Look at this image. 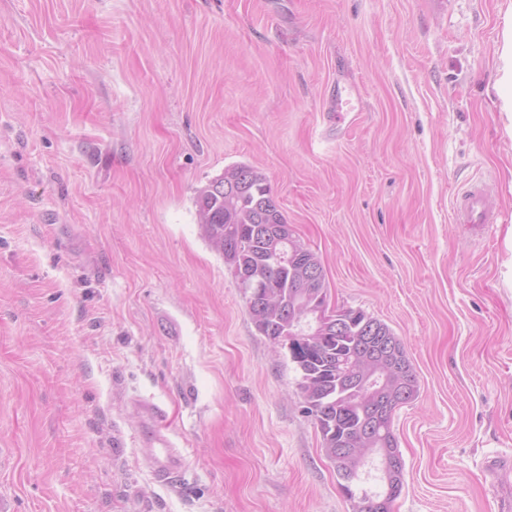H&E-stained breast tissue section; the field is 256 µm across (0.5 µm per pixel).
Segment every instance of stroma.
<instances>
[{"mask_svg": "<svg viewBox=\"0 0 512 512\" xmlns=\"http://www.w3.org/2000/svg\"><path fill=\"white\" fill-rule=\"evenodd\" d=\"M512 0H0V512H353L287 350L196 221L265 174L330 301L418 392L395 512H498L512 480ZM186 455L158 481L136 406ZM504 75L501 79V88L506 90L501 96L503 107L512 109V34L509 31L505 36V43L501 53ZM484 191L483 187L475 186L456 198L454 213L458 224L467 226L497 224L498 215L489 213L485 207Z\"/></svg>", "mask_w": 512, "mask_h": 512, "instance_id": "stroma-1", "label": "stroma"}]
</instances>
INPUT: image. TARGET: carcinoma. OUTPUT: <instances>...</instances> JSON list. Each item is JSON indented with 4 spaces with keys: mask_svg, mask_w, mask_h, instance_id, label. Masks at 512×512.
I'll list each match as a JSON object with an SVG mask.
<instances>
[{
    "mask_svg": "<svg viewBox=\"0 0 512 512\" xmlns=\"http://www.w3.org/2000/svg\"><path fill=\"white\" fill-rule=\"evenodd\" d=\"M234 179L244 183L245 189L235 196H224V181ZM194 205L198 223L201 224L209 245L219 254H224V239L234 236L241 244V258L254 278L263 284V291L279 297L287 306L301 295L314 300L319 295H329L326 280L316 285L300 283L302 276L285 265L272 260L276 251L282 249L276 233L266 228L287 223L280 206L268 185L266 176L249 164H234L196 191ZM336 317L345 323L346 330L336 333L330 329L319 336L307 339L300 352L290 355L300 375L298 389L304 404L314 398L324 399L327 405L320 408V414L307 407L305 413L311 416L322 438V447H332L338 436L355 435L354 426L362 419V411L356 396L345 390V378L338 372L340 359L361 343L365 333L361 324L367 314L358 309L336 308ZM283 311L272 306L262 319L253 320L256 328L263 329V335L277 337L282 334ZM383 336L396 341L400 369L406 381L417 390V380L405 348L387 324L380 321ZM376 481L375 474L361 475L364 496L359 512H375L374 498L379 486L366 487Z\"/></svg>",
    "mask_w": 512,
    "mask_h": 512,
    "instance_id": "1",
    "label": "carcinoma"
}]
</instances>
